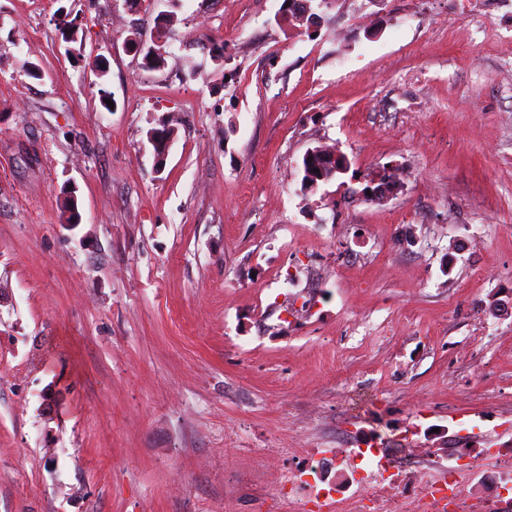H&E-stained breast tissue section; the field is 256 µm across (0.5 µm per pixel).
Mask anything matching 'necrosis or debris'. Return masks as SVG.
Masks as SVG:
<instances>
[{"label":"necrosis or debris","instance_id":"1","mask_svg":"<svg viewBox=\"0 0 512 512\" xmlns=\"http://www.w3.org/2000/svg\"><path fill=\"white\" fill-rule=\"evenodd\" d=\"M361 462L350 494L335 487H310L289 497L288 512H512V448H481L461 457L449 449L448 462L430 477H415L394 460H378L368 448H334L307 455L293 485L310 486L325 456Z\"/></svg>","mask_w":512,"mask_h":512}]
</instances>
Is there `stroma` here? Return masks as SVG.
Listing matches in <instances>:
<instances>
[{"instance_id": "35a3bbf8", "label": "stroma", "mask_w": 512, "mask_h": 512, "mask_svg": "<svg viewBox=\"0 0 512 512\" xmlns=\"http://www.w3.org/2000/svg\"><path fill=\"white\" fill-rule=\"evenodd\" d=\"M308 5L0 0V512H284L297 442L512 447V30ZM316 147L349 170L309 189Z\"/></svg>"}]
</instances>
